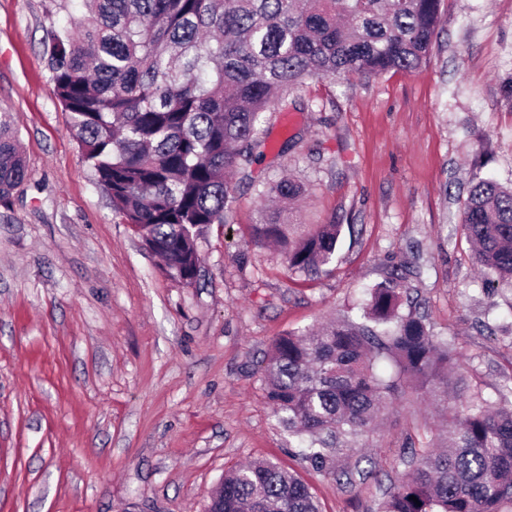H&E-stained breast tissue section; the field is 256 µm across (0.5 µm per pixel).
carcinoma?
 <instances>
[{
    "mask_svg": "<svg viewBox=\"0 0 512 512\" xmlns=\"http://www.w3.org/2000/svg\"><path fill=\"white\" fill-rule=\"evenodd\" d=\"M49 22L54 94L70 116L83 161L112 209L190 286L204 224H223L236 174L264 155L265 114L308 78L412 71L432 53L442 0H86L80 17ZM11 112L0 108V206L26 179ZM302 187L282 177L259 195L290 203ZM251 225L288 267L317 275L336 254L342 225ZM461 229L490 287L512 283V186L479 180ZM400 277L377 284L364 321L343 315L288 332L264 366L266 398L306 459L327 472L339 435L374 428L411 379L437 403L461 399L452 348L425 319L401 312ZM393 362L383 377L374 361ZM448 446L428 449L386 490L378 512H512V399L470 397L448 419ZM415 496L421 505L409 499ZM207 512H319L309 486L267 460L231 470Z\"/></svg>",
    "mask_w": 512,
    "mask_h": 512,
    "instance_id": "carcinoma-1",
    "label": "carcinoma"
}]
</instances>
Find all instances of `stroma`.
<instances>
[{
	"instance_id": "35a3bbf8",
	"label": "stroma",
	"mask_w": 512,
	"mask_h": 512,
	"mask_svg": "<svg viewBox=\"0 0 512 512\" xmlns=\"http://www.w3.org/2000/svg\"><path fill=\"white\" fill-rule=\"evenodd\" d=\"M411 72L307 79L267 113L265 159L224 224L201 228L200 276L167 277L83 162L53 92L56 0H0V107L28 169L0 206V512H205L225 472L271 459L321 512H377L441 413L407 393L313 471L280 427L261 368L276 336L361 317L368 288L403 286L457 354L469 392L512 387V288L482 285L459 216L479 178L512 183V0H443ZM297 144L287 153L286 138ZM305 188L303 227L335 220V261L307 277L252 224L254 184Z\"/></svg>"
}]
</instances>
